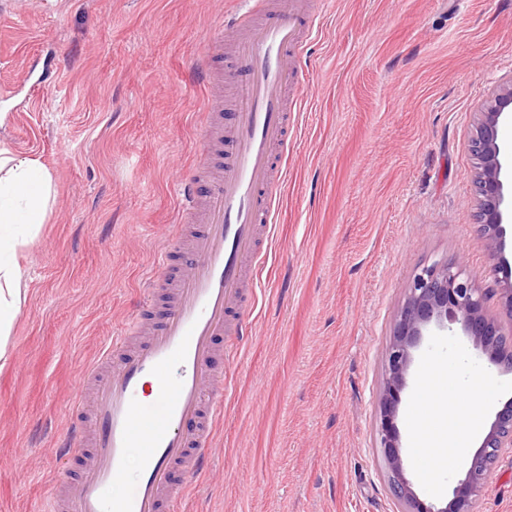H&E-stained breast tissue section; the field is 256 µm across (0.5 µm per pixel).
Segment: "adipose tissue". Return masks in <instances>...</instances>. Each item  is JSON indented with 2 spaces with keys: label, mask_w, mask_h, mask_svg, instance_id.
Returning <instances> with one entry per match:
<instances>
[{
  "label": "adipose tissue",
  "mask_w": 512,
  "mask_h": 512,
  "mask_svg": "<svg viewBox=\"0 0 512 512\" xmlns=\"http://www.w3.org/2000/svg\"><path fill=\"white\" fill-rule=\"evenodd\" d=\"M58 198L49 169L38 159L22 157L0 144V360L5 359L14 323L27 300L25 272L19 250L32 242L46 223ZM446 377L440 368L418 381L419 405L412 415L415 449L425 450V481L435 484L482 427L479 406L459 418L443 394Z\"/></svg>",
  "instance_id": "ef3b65f1"
}]
</instances>
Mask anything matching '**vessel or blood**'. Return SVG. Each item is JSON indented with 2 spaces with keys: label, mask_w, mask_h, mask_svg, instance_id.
Masks as SVG:
<instances>
[{
  "label": "vessel or blood",
  "mask_w": 512,
  "mask_h": 512,
  "mask_svg": "<svg viewBox=\"0 0 512 512\" xmlns=\"http://www.w3.org/2000/svg\"><path fill=\"white\" fill-rule=\"evenodd\" d=\"M327 0H247L231 14L236 37L208 41L199 67L216 74L229 114L202 120L196 156L214 167L179 183L180 223L190 240L172 232L155 263L169 285L162 303L146 299L129 326L108 343L99 362L84 368L81 395L71 405L62 452L86 457L70 484L64 512H177L187 489L176 466L203 471L218 422L224 418L221 336L242 337L267 255L268 232L286 178L274 150L284 145L303 98L300 64L315 37ZM231 53L227 71L218 59ZM143 451L133 485L125 476L130 449Z\"/></svg>",
  "instance_id": "1"
}]
</instances>
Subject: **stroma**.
<instances>
[{
  "label": "stroma",
  "mask_w": 512,
  "mask_h": 512,
  "mask_svg": "<svg viewBox=\"0 0 512 512\" xmlns=\"http://www.w3.org/2000/svg\"><path fill=\"white\" fill-rule=\"evenodd\" d=\"M242 0H0V142L49 168L58 203L19 256L28 300L0 366V512H47L81 370L144 301L194 169L209 91L193 69ZM250 332L224 367V420L183 512H399L376 446L384 356L415 270L458 262L487 287L470 138L512 79V0H332L307 53ZM512 399L461 330L425 331L396 424L420 478L414 383L432 365ZM477 512H512V455Z\"/></svg>",
  "instance_id": "obj_1"
}]
</instances>
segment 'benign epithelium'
Wrapping results in <instances>:
<instances>
[{
  "instance_id": "7a95c632",
  "label": "benign epithelium",
  "mask_w": 512,
  "mask_h": 512,
  "mask_svg": "<svg viewBox=\"0 0 512 512\" xmlns=\"http://www.w3.org/2000/svg\"><path fill=\"white\" fill-rule=\"evenodd\" d=\"M509 120L512 79L500 85L486 101L470 141L476 217L486 241L489 275L500 296L501 312H489L488 289L479 287L462 265L433 263L414 274L387 346L377 447L401 512H475L494 465L504 454L512 453L510 401L496 413L453 488L452 498L436 508L418 497L405 476V459L394 423L413 352L421 343L423 331L432 323L449 331L454 324L460 326L488 364L512 370V266L503 256L505 221L512 219V194L507 191L512 179V142L501 137V129Z\"/></svg>"
}]
</instances>
